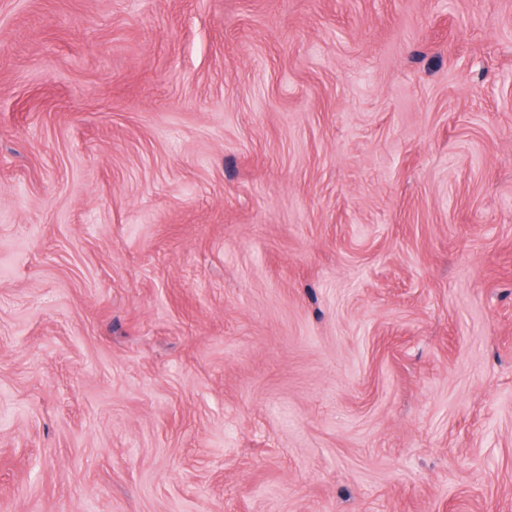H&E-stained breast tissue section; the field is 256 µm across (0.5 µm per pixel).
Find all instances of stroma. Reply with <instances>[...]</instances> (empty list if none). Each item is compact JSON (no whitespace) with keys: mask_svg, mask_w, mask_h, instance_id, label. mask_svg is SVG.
Returning a JSON list of instances; mask_svg holds the SVG:
<instances>
[{"mask_svg":"<svg viewBox=\"0 0 512 512\" xmlns=\"http://www.w3.org/2000/svg\"><path fill=\"white\" fill-rule=\"evenodd\" d=\"M0 512H512V0H0Z\"/></svg>","mask_w":512,"mask_h":512,"instance_id":"1","label":"stroma"}]
</instances>
